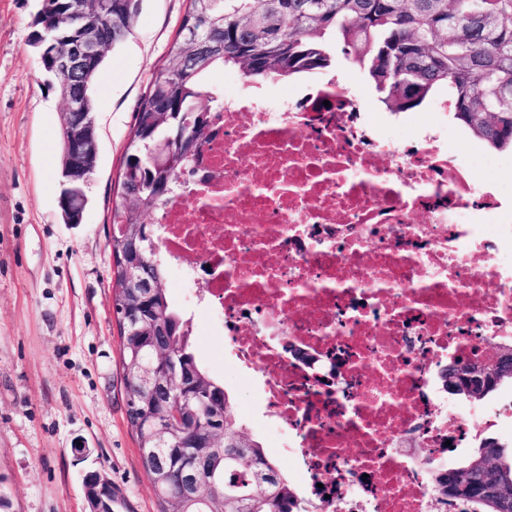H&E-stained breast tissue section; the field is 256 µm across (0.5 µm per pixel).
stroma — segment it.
<instances>
[{"label":"stroma","mask_w":512,"mask_h":512,"mask_svg":"<svg viewBox=\"0 0 512 512\" xmlns=\"http://www.w3.org/2000/svg\"><path fill=\"white\" fill-rule=\"evenodd\" d=\"M41 4L0 0V512H90L94 471L116 512H157L126 417L107 240L135 112L187 2L140 0L131 35L97 75L98 156L78 224L58 206L60 81L30 43ZM194 352L223 381L237 424L269 441L256 392L224 363L223 337L203 332Z\"/></svg>","instance_id":"35a3bbf8"}]
</instances>
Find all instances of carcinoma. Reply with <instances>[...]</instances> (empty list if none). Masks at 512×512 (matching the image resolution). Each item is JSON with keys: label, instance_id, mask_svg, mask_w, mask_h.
Returning a JSON list of instances; mask_svg holds the SVG:
<instances>
[{"label": "carcinoma", "instance_id": "1", "mask_svg": "<svg viewBox=\"0 0 512 512\" xmlns=\"http://www.w3.org/2000/svg\"><path fill=\"white\" fill-rule=\"evenodd\" d=\"M138 5L112 0L108 10L104 0H43L35 39L46 29L61 39L78 35L72 18L79 10L101 42L113 47L131 33ZM331 36L389 112L415 111L445 90L462 126L497 150L512 148V0H187L169 59L153 70L139 102L110 216L113 224L131 225L147 273L165 278L146 217L173 198L196 156L189 144L208 143L211 118L224 108L207 88L209 73L232 68L255 83L318 74L335 66ZM199 40L208 49L196 50ZM104 61L98 57L79 85L89 112L95 110L90 87ZM112 309L118 321L137 313L120 350L123 373H139L155 343L168 350L160 363L161 381L172 386L166 397L125 385L128 424L158 512H303L262 443L236 424L224 382L197 361L188 322L167 290L143 297L114 288ZM443 372L457 381L456 395L469 400L481 401L512 382V369L477 374L461 359L449 361ZM175 404L194 413V427L160 434L143 426ZM215 427L224 428V451L207 457L197 491L184 492L186 461L176 444ZM433 495L436 512H512V446L482 439L467 466L436 471ZM92 507L111 512L112 488L94 493Z\"/></svg>", "mask_w": 512, "mask_h": 512}]
</instances>
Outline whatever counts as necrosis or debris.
<instances>
[{"label": "necrosis or debris", "mask_w": 512, "mask_h": 512, "mask_svg": "<svg viewBox=\"0 0 512 512\" xmlns=\"http://www.w3.org/2000/svg\"><path fill=\"white\" fill-rule=\"evenodd\" d=\"M448 112L439 98L389 138L332 75H299L272 103L229 93L156 214L161 251L285 432L270 447L306 512H431L430 463L448 465L472 419L505 424L437 384L448 358L512 346V204L477 182L496 157L445 147Z\"/></svg>", "instance_id": "1"}]
</instances>
